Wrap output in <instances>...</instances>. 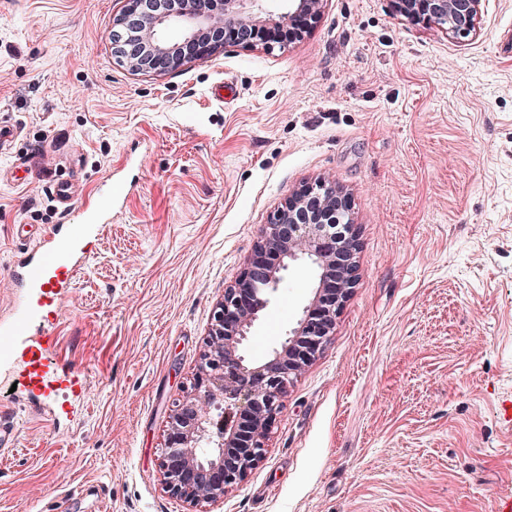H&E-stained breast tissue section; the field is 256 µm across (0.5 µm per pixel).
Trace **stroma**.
Returning a JSON list of instances; mask_svg holds the SVG:
<instances>
[{
  "instance_id": "35a3bbf8",
  "label": "stroma",
  "mask_w": 512,
  "mask_h": 512,
  "mask_svg": "<svg viewBox=\"0 0 512 512\" xmlns=\"http://www.w3.org/2000/svg\"><path fill=\"white\" fill-rule=\"evenodd\" d=\"M123 0H0V317L15 224L52 196L124 199L56 329L90 394L71 421L0 410V512H187L159 469L212 310L288 194L353 198L359 280L288 387L264 459L202 512H512V0L457 40L390 0H325L301 40L162 73L112 55ZM293 264L244 346L272 352L314 296Z\"/></svg>"
}]
</instances>
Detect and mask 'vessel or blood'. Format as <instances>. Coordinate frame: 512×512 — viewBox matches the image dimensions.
Instances as JSON below:
<instances>
[{
    "label": "vessel or blood",
    "mask_w": 512,
    "mask_h": 512,
    "mask_svg": "<svg viewBox=\"0 0 512 512\" xmlns=\"http://www.w3.org/2000/svg\"><path fill=\"white\" fill-rule=\"evenodd\" d=\"M53 195L66 223L40 238L26 225L13 227L16 237L28 241L29 246L19 252L10 267L18 300L8 316L0 319V380L23 377L30 394L43 403L49 402L62 385L75 399L85 396L84 370L55 356L59 338L53 310L71 292L74 271L102 226L101 209L74 206L67 183H56Z\"/></svg>",
    "instance_id": "obj_1"
}]
</instances>
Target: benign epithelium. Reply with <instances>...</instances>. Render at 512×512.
I'll use <instances>...</instances> for the list:
<instances>
[{"label": "benign epithelium", "instance_id": "1", "mask_svg": "<svg viewBox=\"0 0 512 512\" xmlns=\"http://www.w3.org/2000/svg\"><path fill=\"white\" fill-rule=\"evenodd\" d=\"M258 0H125L113 22L112 54L134 72H166L190 61L179 53L195 47L193 59L226 44L271 52L285 46L277 31L300 34L321 16L324 0H288L278 19L253 8ZM482 0H391L395 14L436 24L454 39L480 32ZM177 27L178 42L161 31ZM349 195L322 180L293 190L254 244L244 271L224 289L191 392L170 410L160 462L167 492L191 508L216 501L243 482L265 456L271 424L288 383L322 350L336 314L358 279V231ZM309 260L317 269L314 296L302 317L271 354L246 358L243 345L259 313L290 263Z\"/></svg>", "mask_w": 512, "mask_h": 512}]
</instances>
